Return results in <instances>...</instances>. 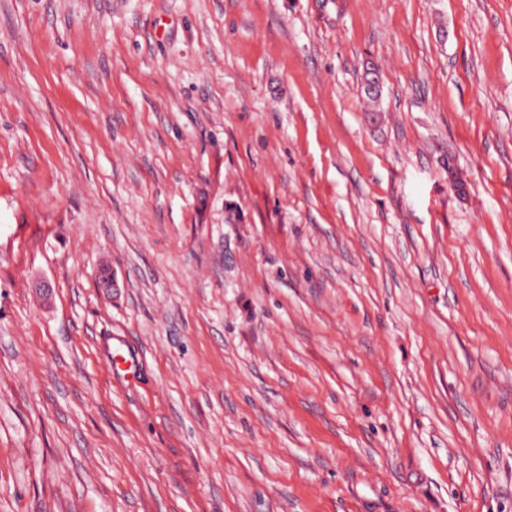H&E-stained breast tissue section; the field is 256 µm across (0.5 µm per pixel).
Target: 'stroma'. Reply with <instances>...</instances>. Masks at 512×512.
Listing matches in <instances>:
<instances>
[{
    "instance_id": "obj_1",
    "label": "stroma",
    "mask_w": 512,
    "mask_h": 512,
    "mask_svg": "<svg viewBox=\"0 0 512 512\" xmlns=\"http://www.w3.org/2000/svg\"><path fill=\"white\" fill-rule=\"evenodd\" d=\"M0 512H512V0H0Z\"/></svg>"
}]
</instances>
